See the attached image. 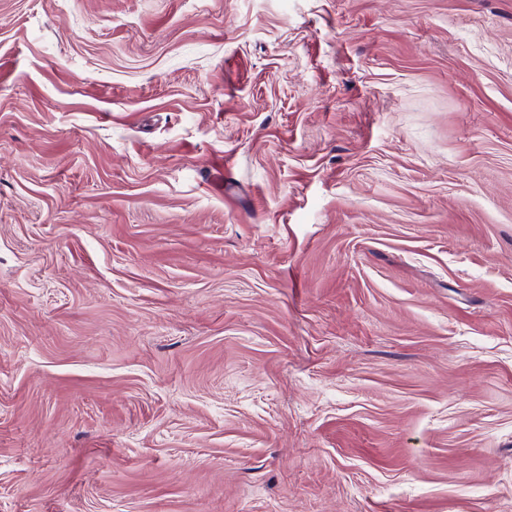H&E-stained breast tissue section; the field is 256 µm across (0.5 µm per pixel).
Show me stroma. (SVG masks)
<instances>
[{"label":"stroma","instance_id":"obj_1","mask_svg":"<svg viewBox=\"0 0 512 512\" xmlns=\"http://www.w3.org/2000/svg\"><path fill=\"white\" fill-rule=\"evenodd\" d=\"M0 512H512V0H0Z\"/></svg>","mask_w":512,"mask_h":512}]
</instances>
